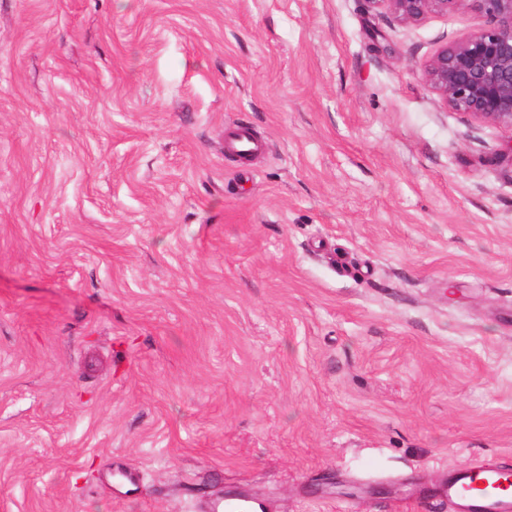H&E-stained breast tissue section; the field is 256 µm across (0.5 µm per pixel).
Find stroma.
<instances>
[{"instance_id":"1","label":"stroma","mask_w":512,"mask_h":512,"mask_svg":"<svg viewBox=\"0 0 512 512\" xmlns=\"http://www.w3.org/2000/svg\"><path fill=\"white\" fill-rule=\"evenodd\" d=\"M483 23L0 0V512H453L512 465V135L419 75ZM226 148L230 153L256 154L262 149V143L246 129H231L226 135ZM482 477L478 479V477ZM512 474L501 466L486 461H476L471 466L452 470L448 475L447 490L444 493L452 505L459 503L467 512H511L512 494L510 487ZM495 491L479 496H467L464 492L480 490L489 485Z\"/></svg>"}]
</instances>
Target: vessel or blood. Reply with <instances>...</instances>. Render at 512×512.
I'll return each mask as SVG.
<instances>
[{"label":"vessel or blood","instance_id":"b4317fda","mask_svg":"<svg viewBox=\"0 0 512 512\" xmlns=\"http://www.w3.org/2000/svg\"><path fill=\"white\" fill-rule=\"evenodd\" d=\"M230 153L256 154L262 144L245 129H232L226 135ZM450 503L461 504L466 512H512V473L501 466L478 461L452 470L445 492Z\"/></svg>","mask_w":512,"mask_h":512}]
</instances>
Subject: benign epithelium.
<instances>
[{"instance_id":"7a95c632","label":"benign epithelium","mask_w":512,"mask_h":512,"mask_svg":"<svg viewBox=\"0 0 512 512\" xmlns=\"http://www.w3.org/2000/svg\"><path fill=\"white\" fill-rule=\"evenodd\" d=\"M406 25L469 9L478 29L440 46L421 71L422 82L466 122L512 133V0H367Z\"/></svg>"}]
</instances>
